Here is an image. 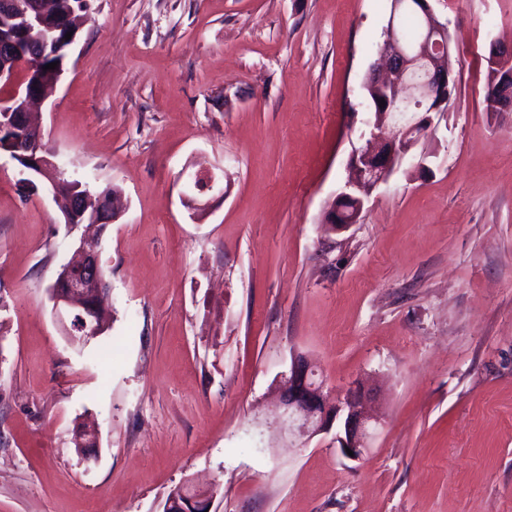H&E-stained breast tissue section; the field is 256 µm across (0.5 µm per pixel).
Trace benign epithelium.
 <instances>
[{"label":"benign epithelium","mask_w":512,"mask_h":512,"mask_svg":"<svg viewBox=\"0 0 512 512\" xmlns=\"http://www.w3.org/2000/svg\"><path fill=\"white\" fill-rule=\"evenodd\" d=\"M392 15L402 11L417 14L424 25L423 37L409 44L390 20L386 38L379 52L377 64L369 75V82L390 89L392 98L377 107L374 113L375 132L368 147L352 158L353 178L346 189L337 194L330 206L326 224L333 233L347 230L357 223L365 198L380 184L387 182L394 169L402 164L413 146L424 137L432 125L431 115L448 111V101L457 88V78L450 64L452 45L448 41V25L440 22L430 0H392ZM29 18L38 27L50 31L42 0H29ZM19 63L0 69V83L14 88L7 98L0 97V137L14 131L19 122L24 135L0 140V150L7 147L20 160L30 165L32 176L21 180L30 192L37 183L53 189L58 182V165L54 154L42 142L39 128L30 119L32 104L49 97L50 90L39 97L20 84ZM512 72L506 74L503 85L490 89L489 111L512 112ZM353 201L356 210L350 214L343 204ZM99 243L82 238L76 252L79 260L65 265L62 277L66 290H50L53 312L71 336L89 341L99 335L102 297L105 280L101 274ZM369 394L362 388H351L336 400H329L322 383L315 380L312 363L305 357L293 358L288 376L283 378L277 405L279 417L288 424V430L298 427L309 435L336 429L334 440L341 453L353 452V458L362 457L371 435V419L365 412ZM213 497L198 496L178 487L165 503L164 512L176 506L178 512H209Z\"/></svg>","instance_id":"7a95c632"}]
</instances>
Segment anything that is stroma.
I'll return each instance as SVG.
<instances>
[{
  "mask_svg": "<svg viewBox=\"0 0 512 512\" xmlns=\"http://www.w3.org/2000/svg\"><path fill=\"white\" fill-rule=\"evenodd\" d=\"M390 5L90 0L39 126L120 194L109 329L65 334L48 292L86 227L0 159V512H163L188 481L219 486L212 512H512V112L483 92L512 0H431L456 94L411 150L424 167L334 234ZM201 168L217 186L195 210ZM298 355L331 397L372 388L361 459L283 428Z\"/></svg>",
  "mask_w": 512,
  "mask_h": 512,
  "instance_id": "stroma-1",
  "label": "stroma"
}]
</instances>
